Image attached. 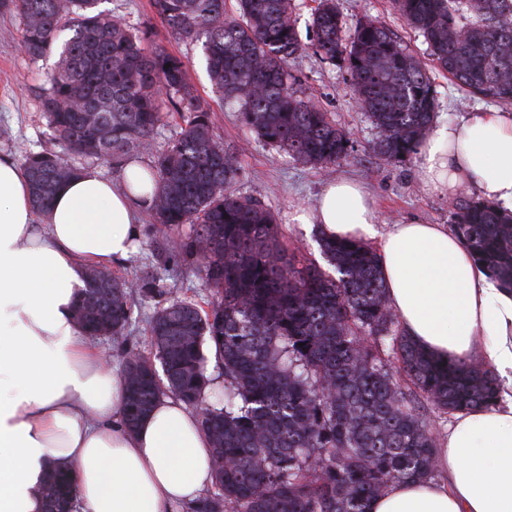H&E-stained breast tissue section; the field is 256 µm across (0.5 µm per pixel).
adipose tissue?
I'll return each instance as SVG.
<instances>
[{
    "label": "adipose tissue",
    "mask_w": 512,
    "mask_h": 512,
    "mask_svg": "<svg viewBox=\"0 0 512 512\" xmlns=\"http://www.w3.org/2000/svg\"><path fill=\"white\" fill-rule=\"evenodd\" d=\"M426 188L476 190L512 210V113L472 112L419 150ZM142 198L86 169L49 210L33 208L22 167L0 156V512H43L49 470L68 471L74 512H177L212 483L196 413L164 397L125 422L123 379L76 316L84 275L127 260ZM299 224L372 241L403 331L440 360L480 357L496 373L491 408L454 414L436 454L442 480L393 484L368 512H512V293L479 271L446 224H383L356 181L339 179Z\"/></svg>",
    "instance_id": "ef3b65f1"
}]
</instances>
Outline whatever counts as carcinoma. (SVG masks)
Segmentation results:
<instances>
[{"instance_id":"carcinoma-1","label":"carcinoma","mask_w":512,"mask_h":512,"mask_svg":"<svg viewBox=\"0 0 512 512\" xmlns=\"http://www.w3.org/2000/svg\"><path fill=\"white\" fill-rule=\"evenodd\" d=\"M105 0H0L22 25L20 49L58 56L39 88L51 138L66 151H26L33 204L44 208L81 159L125 171L151 154L163 121L180 132L154 164L133 177L151 185L148 211L160 231L187 224L180 245L209 295L166 301L149 320V358L122 352L126 421L137 423L162 396L194 408L212 444L214 492L192 512H368L392 484L435 475L436 438L421 397L454 413L492 407L497 378L472 359L442 361L406 336L386 297L376 253L355 240L319 238L335 275L286 254L273 214L232 187L239 166L213 133L210 109L185 65L140 36ZM420 34L436 68L473 96L512 105V0H393ZM161 23L201 43L221 98L272 148L301 161L334 163L347 134L297 94L290 65L307 48L344 67L356 102L378 130L373 150L405 163L435 117V91L422 65L376 20L352 35L336 0H318L314 39L302 43L292 0H153ZM171 67H166V64ZM451 226L476 266L512 290V212L480 200L452 202ZM90 268L77 316L88 335L127 337L132 297L163 294L152 280L98 279ZM224 371V397L210 395L204 345ZM166 373L157 382L151 360ZM66 476L46 485L45 512H67Z\"/></svg>"}]
</instances>
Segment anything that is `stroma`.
Here are the masks:
<instances>
[{"instance_id": "35a3bbf8", "label": "stroma", "mask_w": 512, "mask_h": 512, "mask_svg": "<svg viewBox=\"0 0 512 512\" xmlns=\"http://www.w3.org/2000/svg\"><path fill=\"white\" fill-rule=\"evenodd\" d=\"M107 6L134 27L147 31L151 43L184 62L189 83L210 109L215 135L223 141L225 149L237 154L240 178L234 186L236 193L257 199L275 214L280 240L296 260L319 263L323 257L317 243V225L295 223V209L311 208L324 184L339 177L362 182L376 197L385 223L395 224L409 217L432 224L450 223V197L424 188L417 160L394 164L373 152L378 131L356 105L350 76L343 67L322 61L310 51L293 64L299 78L298 93L330 112L350 139L344 160L325 167L311 166L258 141L238 107L226 104L213 89L200 43L173 35L157 19L152 0H108ZM338 7L347 29H354L368 17L378 20L427 67L435 89V125L459 122L462 116L483 108V101L468 98L446 75L432 68L423 37L406 26L392 0H338ZM20 36L18 17L0 12V155L15 159L24 152L53 145L36 92L45 85L56 59L25 57L19 50ZM188 232V227L183 226L170 236L158 235L151 217L143 216L136 252L124 264L112 267V274L155 279L170 289L173 296L198 298L204 292L201 280L191 268L176 267L172 260ZM155 307L152 301L135 303L127 342L105 341L106 350L113 354V364H120L119 352L125 344L134 351L150 354L148 321Z\"/></svg>"}]
</instances>
